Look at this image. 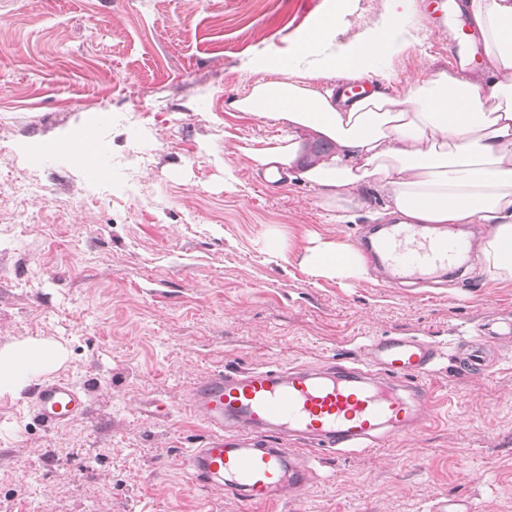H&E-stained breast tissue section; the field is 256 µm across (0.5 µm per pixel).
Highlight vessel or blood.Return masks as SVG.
I'll return each mask as SVG.
<instances>
[{
  "label": "vessel or blood",
  "mask_w": 512,
  "mask_h": 512,
  "mask_svg": "<svg viewBox=\"0 0 512 512\" xmlns=\"http://www.w3.org/2000/svg\"><path fill=\"white\" fill-rule=\"evenodd\" d=\"M474 239L430 233L419 224L369 231L357 247L387 270L388 283L429 282L471 255ZM512 338V318L485 323L456 363L469 377L490 369L491 343ZM437 345L410 336H383L366 345L362 364L295 365L212 374L189 400L209 430L202 447L188 448L181 465L194 482L249 503H271L285 490L302 491L319 454L383 448L418 429L436 404L430 376ZM42 420L59 427L82 418L85 394L70 382L45 381L34 391ZM291 440L288 448L279 447Z\"/></svg>",
  "instance_id": "1"
}]
</instances>
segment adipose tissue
<instances>
[{
  "label": "adipose tissue",
  "mask_w": 512,
  "mask_h": 512,
  "mask_svg": "<svg viewBox=\"0 0 512 512\" xmlns=\"http://www.w3.org/2000/svg\"><path fill=\"white\" fill-rule=\"evenodd\" d=\"M408 0H390L386 22L341 48L329 29L302 39L297 72L288 80L258 81L235 100L275 133L244 147L255 172L271 182L300 181L314 189L336 222L352 219L382 194L385 213L402 224H480L476 243L491 279L512 281V0H470L491 85L440 71L406 80L400 93L378 90L350 101L336 80H362L411 36ZM326 276L361 273L363 255L351 245L322 243L306 258ZM56 358L31 341L0 350V393L19 394Z\"/></svg>",
  "instance_id": "adipose-tissue-1"
}]
</instances>
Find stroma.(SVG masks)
Here are the masks:
<instances>
[{"instance_id": "obj_1", "label": "stroma", "mask_w": 512, "mask_h": 512, "mask_svg": "<svg viewBox=\"0 0 512 512\" xmlns=\"http://www.w3.org/2000/svg\"><path fill=\"white\" fill-rule=\"evenodd\" d=\"M389 0H0V179L34 178L21 234L0 223V349L57 345L34 384L64 379L89 412L47 426L32 391L0 395V512H512V341L467 379L451 358L486 319L512 316V282L391 288L373 272L329 278L317 242L353 243L385 199L333 221L314 190L272 187L241 145L268 129L231 110L330 21L334 45L382 25ZM433 0H409L414 41L381 63L383 90L448 67ZM139 111L142 124L128 122ZM235 127L240 146L224 142ZM103 176L60 153L81 130ZM157 152L136 164L141 142ZM53 147L40 163L31 152ZM96 203L81 204L84 194ZM278 239L282 252L267 246ZM438 345L432 421L388 447L326 454L300 493L250 505L192 483L179 457L207 438L187 409L212 373L364 359L370 339Z\"/></svg>"}]
</instances>
